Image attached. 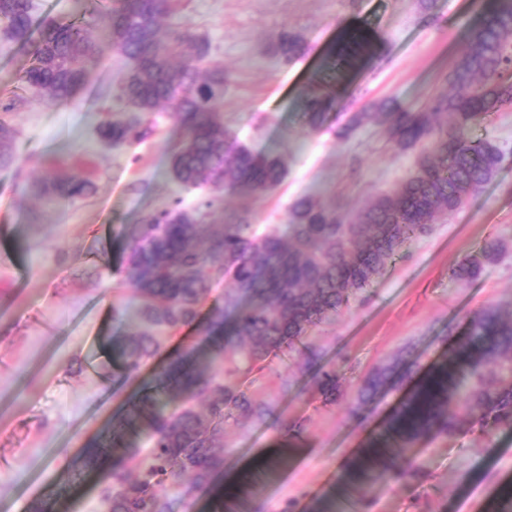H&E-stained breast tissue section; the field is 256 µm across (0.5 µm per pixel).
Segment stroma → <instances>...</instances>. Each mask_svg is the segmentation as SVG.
<instances>
[{
	"label": "stroma",
	"instance_id": "1",
	"mask_svg": "<svg viewBox=\"0 0 512 512\" xmlns=\"http://www.w3.org/2000/svg\"><path fill=\"white\" fill-rule=\"evenodd\" d=\"M481 0H178L163 20L167 32L191 29L206 38L228 79L224 124L254 152L281 158L284 181L259 196L225 194L212 221L249 208L254 223L288 227V208L312 196L353 220L370 198L392 190L415 169L416 151L398 148L384 128L337 131L357 112L415 111L452 93L448 75L479 15ZM363 30L376 52L333 64V48ZM299 36L303 53L285 60L281 33ZM31 64L28 47L0 36V99H8ZM130 63L116 52L89 66L66 101L39 96L0 114L16 130L15 161L0 168V512H98L99 481L112 464L103 456L85 471V448L112 437L131 403L182 343L163 339L159 357L134 379L119 368L117 347L139 322L116 319L112 305L127 297L125 246L146 211L168 206L173 148L181 130L170 113L154 112L153 132L112 146L98 134L104 115L130 112L118 98ZM321 87L332 100L327 121L310 129L301 89ZM470 136L490 139L505 155L495 178L453 215L438 217L348 309L315 330L310 343L336 368L342 397L325 404L296 369L287 383L269 377L262 397L271 421L226 425L225 472L245 469L251 512H342L345 502H374L372 512H493L512 490V428L422 442L410 456L423 466L419 482L381 479L350 484L345 463L386 426L409 385L390 389L364 409L357 391L369 371L402 357L424 376L447 351L448 331L464 316L493 305L512 310V111L497 112ZM88 182L86 196L63 200L37 194L46 177ZM496 243L501 255L476 280L452 268L467 254ZM299 423L301 438L286 466L248 468L263 448L284 444L281 423Z\"/></svg>",
	"mask_w": 512,
	"mask_h": 512
}]
</instances>
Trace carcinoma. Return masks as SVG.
<instances>
[{
	"label": "carcinoma",
	"instance_id": "carcinoma-1",
	"mask_svg": "<svg viewBox=\"0 0 512 512\" xmlns=\"http://www.w3.org/2000/svg\"><path fill=\"white\" fill-rule=\"evenodd\" d=\"M33 10L34 0H0V31L32 48L24 87L66 101L85 83L86 66L105 49L117 50L131 62L119 96L138 117H107L100 136L114 146L142 140L150 133L142 117L163 106L182 128L173 155L175 184L211 191L193 208L176 198L131 228L123 272L134 297L112 306L114 316L132 311L141 323L119 350L129 379L158 355L156 331L172 338L195 326L211 342L202 361L187 353L169 359L155 388L132 404L126 421L138 428L142 445L113 439L112 467L101 481L99 498L108 512H172L167 490L182 487L187 477L192 488L207 490L224 470L228 421L264 422L271 416L270 405L251 389L260 382L254 373L262 364L295 358L320 395H340L336 371L318 364L309 332L348 307L403 257L410 242L431 231L438 216L458 212L496 176L504 154L490 141L472 140L470 130L495 112L512 110V0L483 8L469 29L449 74L455 95L438 96L420 112H357L341 130L346 137L364 126H382L400 148H421L414 173L368 200L349 224L334 207L301 197L289 207L286 236L274 225L253 224L246 207L225 224L211 223L222 194L259 196L277 186L287 168L279 158L253 152L224 127V67L209 61L208 42L187 29L161 37L167 0H99L89 19L67 23L46 17L36 24ZM93 27L108 31L107 40L95 39ZM369 46L366 33L354 29L336 53L355 59ZM278 49L291 60L302 44L285 33ZM304 109L310 128L324 125L325 96L307 92ZM15 135L0 121L1 167L14 160ZM44 188L69 200L87 192L84 182H46ZM494 255L489 244L463 257L452 276L475 279ZM213 278L230 288L203 317ZM465 324L464 336L391 417V436L374 444L360 463H348L354 478L375 472L419 481L423 468L405 449L475 427L512 428V311L504 315L489 306ZM412 374L413 365L405 361L374 370L359 387V405Z\"/></svg>",
	"mask_w": 512,
	"mask_h": 512
}]
</instances>
